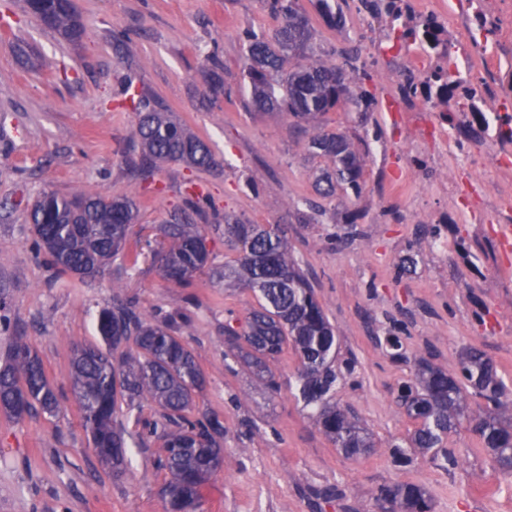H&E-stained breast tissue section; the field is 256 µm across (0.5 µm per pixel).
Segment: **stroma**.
<instances>
[{
    "label": "stroma",
    "mask_w": 512,
    "mask_h": 512,
    "mask_svg": "<svg viewBox=\"0 0 512 512\" xmlns=\"http://www.w3.org/2000/svg\"><path fill=\"white\" fill-rule=\"evenodd\" d=\"M343 22L329 27L309 0H299L323 58L340 61L358 46L369 9L337 0ZM85 33L70 43L25 12L22 0H0V363L18 338L43 362L60 397L57 417L15 420L0 414V512H164L158 491L165 479L155 462L161 442L151 437L130 449L131 466L116 476L99 463L83 431L68 370L74 344L99 339L100 308L134 300L145 316L187 306L182 331L208 384L196 399L202 415L223 418L224 468L204 490L203 512H381L380 485L413 483L428 494L432 512H512V474L501 471L469 422L447 441L460 459L444 457L393 466L388 446L407 443L415 424L397 403V389L425 358L455 372L468 348L483 352L512 388V249L501 244L507 221L482 200L484 192L512 196V172L492 162L471 171L457 166L477 139L448 115V141L414 145L417 131L392 110L400 83L391 61L369 65L367 113L329 112L328 130L347 132L359 149L385 146L393 161H368L359 202L343 196L308 207L315 197L313 161L302 133L282 113L268 118L245 109L242 35L272 34L279 18L262 0H75ZM129 39L127 56L112 48L114 33ZM224 83H210L211 58ZM149 92L211 148L215 163L192 170L169 163L148 179L134 175L129 141L136 121L122 108L127 83ZM452 155L434 179L417 174L430 155ZM93 186L107 196H134L141 218L132 238L162 224L183 195L211 196L218 209L253 224H283L294 257L336 329L338 359H354L353 376L337 386L334 402L348 408L376 448L345 456L315 425L295 397L298 359L289 351L271 362L279 388L269 393L245 369L224 366L226 309L245 314L258 301L248 290L227 292L201 275L190 289L171 287L151 259L135 270L108 267L85 279L51 280L37 257L28 207L45 192ZM360 218L346 240L332 243L350 209ZM438 229L425 235V226ZM415 249L414 271L397 264ZM405 361L386 354L390 322ZM337 489L335 497L319 495Z\"/></svg>",
    "instance_id": "obj_1"
}]
</instances>
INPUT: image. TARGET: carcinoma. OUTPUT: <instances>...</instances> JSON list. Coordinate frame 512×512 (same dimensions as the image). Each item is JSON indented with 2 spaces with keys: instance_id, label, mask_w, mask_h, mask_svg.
I'll list each match as a JSON object with an SVG mask.
<instances>
[{
  "instance_id": "cac0c4a2",
  "label": "carcinoma",
  "mask_w": 512,
  "mask_h": 512,
  "mask_svg": "<svg viewBox=\"0 0 512 512\" xmlns=\"http://www.w3.org/2000/svg\"><path fill=\"white\" fill-rule=\"evenodd\" d=\"M266 5L281 19L273 36L248 31L242 39L249 106L267 114L284 110L296 119L298 128L316 129L306 144L324 161L314 176L315 193L322 198L340 193L358 199L366 186L367 155L345 133L325 130L321 118L330 111L349 112L373 104V94L360 85L359 53L347 51L340 64L314 57L309 19L298 0H266ZM314 5L326 24L336 25V0H314ZM24 7L63 40L82 38L83 24L70 0H24ZM287 60L293 65L286 69ZM338 72L347 74L348 82L337 79ZM125 94L137 114L131 140L139 150L138 176L146 179L168 162L198 170L211 167L207 144L191 134L174 112L153 104L132 85ZM211 211H216L211 200L187 197L159 226L167 241L157 254L162 278L174 288H188L207 273L226 288L254 292L258 307L244 318L225 310L224 356L243 363L265 389L274 392L277 382L269 363L292 347L299 360V396L313 409L319 430L349 456L369 452L375 444L365 428L330 396L339 381L353 375L355 362L347 359L335 365V328L293 258L285 230L279 224H250L224 213V225L216 224L214 230H224V247L234 257L217 266L205 246L202 224ZM139 216L140 207L129 196L108 197L91 188L68 195L46 193L30 212L34 246L57 279H82L103 270L119 255L135 266L140 252L129 247V230ZM183 325L185 319L172 313L149 320L131 302L103 307L97 332L105 348L76 344L69 370L81 425L105 467L121 475L130 464L125 430L116 423L119 398L128 411H137L140 434L161 440L164 512H200L204 485L224 466V421L194 414L195 397L203 391L206 378L178 336ZM123 344L134 352L117 359L114 352ZM469 388L486 401V410L468 414ZM400 401L417 426L409 447L391 444L395 465L409 466L436 454L466 416L498 467L512 473V396L493 364L479 352H467L456 374L419 359L415 383L403 386ZM144 402L155 406L156 418L141 416ZM58 410L59 399L41 359L28 343L18 340L0 366V412L19 420L39 413L54 417ZM377 499L389 506L388 512H431L425 492L414 485H383Z\"/></svg>"
}]
</instances>
